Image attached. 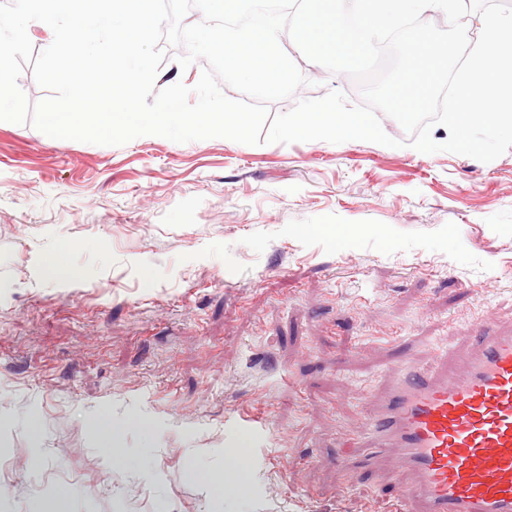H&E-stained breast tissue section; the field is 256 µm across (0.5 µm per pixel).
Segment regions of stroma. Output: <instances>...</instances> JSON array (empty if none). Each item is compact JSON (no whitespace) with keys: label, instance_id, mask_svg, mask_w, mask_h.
I'll return each mask as SVG.
<instances>
[{"label":"stroma","instance_id":"obj_1","mask_svg":"<svg viewBox=\"0 0 512 512\" xmlns=\"http://www.w3.org/2000/svg\"><path fill=\"white\" fill-rule=\"evenodd\" d=\"M292 58L308 83L272 113L361 103ZM379 120L401 147L0 121V512H382L405 489L336 459L387 366L456 356L488 310L512 331V150L424 154ZM60 252L78 279L49 274Z\"/></svg>","mask_w":512,"mask_h":512}]
</instances>
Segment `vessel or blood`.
Here are the masks:
<instances>
[{
  "instance_id": "b4317fda",
  "label": "vessel or blood",
  "mask_w": 512,
  "mask_h": 512,
  "mask_svg": "<svg viewBox=\"0 0 512 512\" xmlns=\"http://www.w3.org/2000/svg\"><path fill=\"white\" fill-rule=\"evenodd\" d=\"M498 323L484 313L456 362L390 367L356 448L409 475L395 512H512V332Z\"/></svg>"
}]
</instances>
